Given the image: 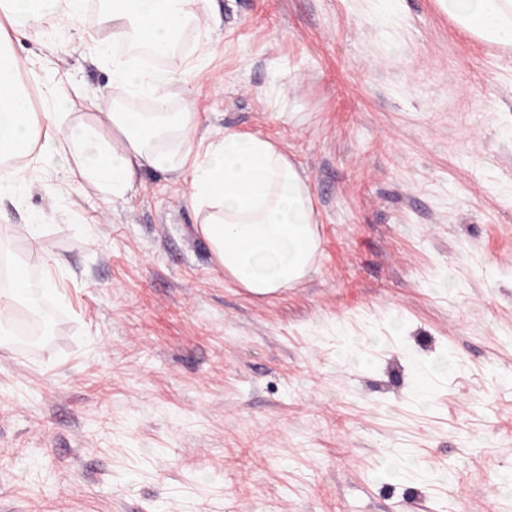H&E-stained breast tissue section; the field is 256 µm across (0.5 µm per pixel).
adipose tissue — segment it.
Returning a JSON list of instances; mask_svg holds the SVG:
<instances>
[{"instance_id":"obj_1","label":"adipose tissue","mask_w":512,"mask_h":512,"mask_svg":"<svg viewBox=\"0 0 512 512\" xmlns=\"http://www.w3.org/2000/svg\"><path fill=\"white\" fill-rule=\"evenodd\" d=\"M86 0H0V17L15 30L51 18L71 21ZM450 18L474 37L512 46V0H440ZM98 26L119 52L112 55V95L90 102L92 118L73 123L61 104L68 97L60 79L44 81L45 108L33 111L19 77L18 57L0 35V188L24 186L11 160L37 154L64 179L81 177L122 200L135 189L140 170L190 177L189 203L198 230L224 276L249 293L271 297L293 287L314 268L320 240L307 177L272 141L228 130L203 142L191 102L180 111L163 106L203 76L200 66L172 71L144 68L138 47L168 57L187 31L206 37L211 0H97ZM153 102L155 111L129 107L130 98ZM53 292L50 273L35 276L13 264L11 286L0 291V347L10 335L17 305L39 310Z\"/></svg>"}]
</instances>
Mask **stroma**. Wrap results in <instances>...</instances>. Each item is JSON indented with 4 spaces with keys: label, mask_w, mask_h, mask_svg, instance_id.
I'll return each mask as SVG.
<instances>
[{
    "label": "stroma",
    "mask_w": 512,
    "mask_h": 512,
    "mask_svg": "<svg viewBox=\"0 0 512 512\" xmlns=\"http://www.w3.org/2000/svg\"><path fill=\"white\" fill-rule=\"evenodd\" d=\"M212 7L199 132L305 173L315 268L254 297L188 180L146 169L115 202L21 159L0 225L23 258L44 213L60 297L50 336L0 348V512H512V48L438 0ZM97 34L89 8L13 36L78 123L112 91Z\"/></svg>",
    "instance_id": "35a3bbf8"
}]
</instances>
